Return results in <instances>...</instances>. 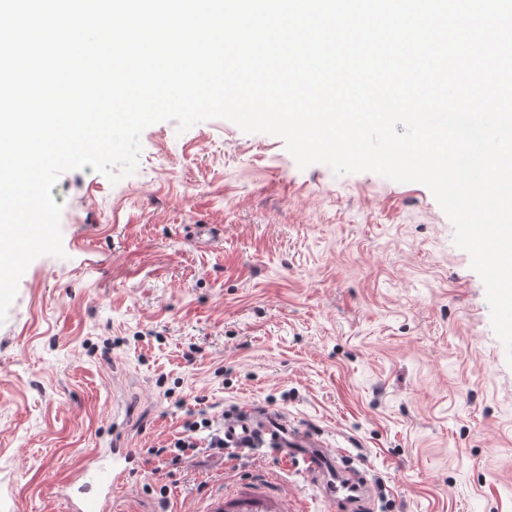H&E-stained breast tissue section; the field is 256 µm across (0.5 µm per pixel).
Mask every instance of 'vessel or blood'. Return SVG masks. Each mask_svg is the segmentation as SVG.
Masks as SVG:
<instances>
[{"label": "vessel or blood", "instance_id": "vessel-or-blood-1", "mask_svg": "<svg viewBox=\"0 0 512 512\" xmlns=\"http://www.w3.org/2000/svg\"><path fill=\"white\" fill-rule=\"evenodd\" d=\"M268 435L283 462L301 468L334 501L339 512H364L373 498L374 485L363 468L354 466L345 450L329 452L311 438L295 433L276 414L246 412L224 426V437L235 444ZM133 454L121 443L88 455L75 477L57 495L67 512H108L112 496L133 472ZM206 512H301L294 496L284 493L273 475L259 472L245 483H228L223 493L209 496Z\"/></svg>", "mask_w": 512, "mask_h": 512}]
</instances>
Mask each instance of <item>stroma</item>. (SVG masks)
<instances>
[{
	"label": "stroma",
	"mask_w": 512,
	"mask_h": 512,
	"mask_svg": "<svg viewBox=\"0 0 512 512\" xmlns=\"http://www.w3.org/2000/svg\"><path fill=\"white\" fill-rule=\"evenodd\" d=\"M141 144L118 183L60 177L65 255L29 265L0 321V512H64L57 485L115 439L138 457L116 512H203L261 470L336 512L264 446L149 460L245 407L351 449L375 512H512V366L426 186L302 170L222 118Z\"/></svg>",
	"instance_id": "35a3bbf8"
}]
</instances>
